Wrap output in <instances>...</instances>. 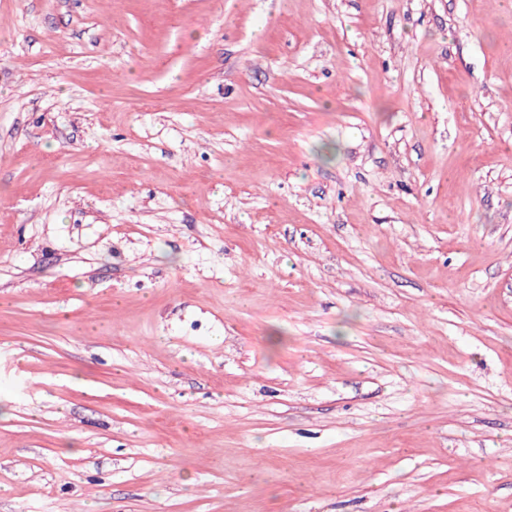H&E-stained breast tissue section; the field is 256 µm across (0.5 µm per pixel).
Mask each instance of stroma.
<instances>
[{"instance_id": "stroma-1", "label": "stroma", "mask_w": 512, "mask_h": 512, "mask_svg": "<svg viewBox=\"0 0 512 512\" xmlns=\"http://www.w3.org/2000/svg\"><path fill=\"white\" fill-rule=\"evenodd\" d=\"M0 512H512V0H0Z\"/></svg>"}]
</instances>
